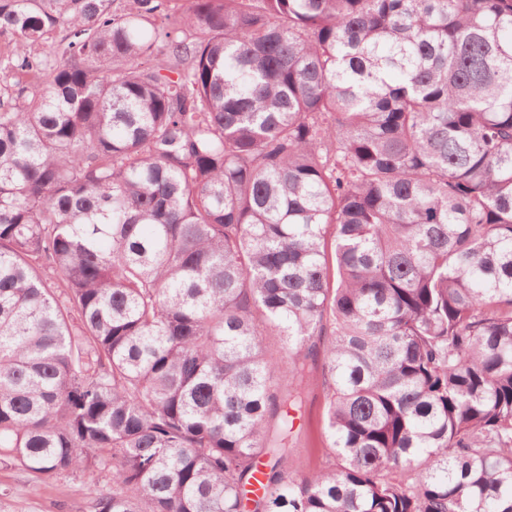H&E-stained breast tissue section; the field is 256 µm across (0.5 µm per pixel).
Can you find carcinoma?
<instances>
[{
    "label": "carcinoma",
    "mask_w": 512,
    "mask_h": 512,
    "mask_svg": "<svg viewBox=\"0 0 512 512\" xmlns=\"http://www.w3.org/2000/svg\"><path fill=\"white\" fill-rule=\"evenodd\" d=\"M114 2L0 0V463L109 471L91 512H512V0ZM300 410L291 411L294 427L288 437V473L308 474L334 463L325 432L327 397L322 384V355L306 361L305 376L298 387Z\"/></svg>",
    "instance_id": "obj_1"
}]
</instances>
